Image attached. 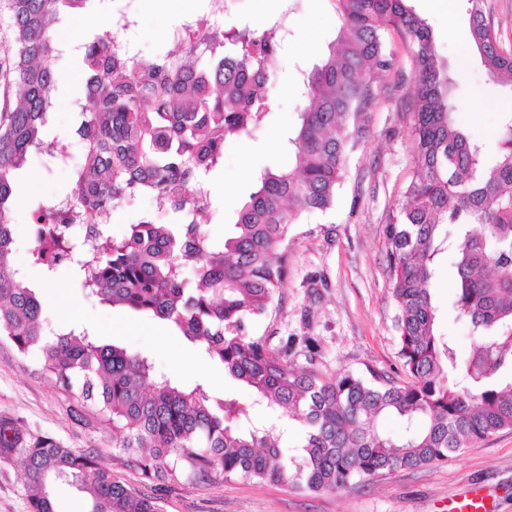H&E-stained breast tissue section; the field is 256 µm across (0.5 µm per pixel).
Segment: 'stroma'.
Returning <instances> with one entry per match:
<instances>
[{"instance_id": "obj_1", "label": "stroma", "mask_w": 512, "mask_h": 512, "mask_svg": "<svg viewBox=\"0 0 512 512\" xmlns=\"http://www.w3.org/2000/svg\"><path fill=\"white\" fill-rule=\"evenodd\" d=\"M167 13L156 11L151 0H132L130 8L142 24L133 36L140 58L157 51L181 57L179 44L166 32L169 17H201L212 13L211 0H166ZM431 25L441 62L457 81L454 101L461 127L483 142L487 156L497 149L501 112L512 113V91L492 86L471 51L469 14L465 0H457L454 15L432 10L427 0H409ZM336 0H224L226 24L246 23L261 31L271 27L283 8H290L288 31L282 38L281 68L270 91V112L243 154V143L224 144V160L210 177L216 214L210 236L222 241L232 230L237 210L254 191L253 172L282 163L285 134L297 121L302 101L299 72L317 63L337 26ZM386 40L395 66L378 84L383 103L373 112L370 131L352 154L333 210L312 215L293 225L288 237V276L267 313L249 322L250 335L278 348L289 336H312L319 347L313 361L322 374L385 373L398 384L407 376L398 356L393 296L385 229L403 201L411 179V123L404 106L413 89L412 66L396 32ZM58 68L72 88H57L55 106L44 130L45 141L70 142L82 117L76 105L83 98L82 70L74 56ZM73 166L45 171L31 156L17 172L22 190L12 217L15 251L26 261L33 243L32 213L57 199L71 185ZM27 282L36 288L53 326H78L91 318L101 342L149 355L157 371L192 386L200 384L215 395L247 391L225 376L196 346L174 328L123 308L99 306L86 300L68 271L44 282L38 269L27 268ZM456 273L451 257H443L434 281L438 330L449 337L458 355L469 354L472 336L467 325L448 315ZM0 418L13 419L35 434H49L70 448L96 454L100 466L124 479L135 490L159 498L161 512H448L459 496L474 490L484 498L487 512H512V428L497 431L447 461L411 470H398L358 482L340 493L314 494L260 483L246 478L225 480L214 473L194 482L150 481L125 465L114 446L112 428L91 404L76 400L55 385L36 355L23 356L0 338ZM28 481L15 461H0V512H28Z\"/></svg>"}]
</instances>
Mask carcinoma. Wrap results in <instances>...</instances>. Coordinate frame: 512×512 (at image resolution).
<instances>
[{"instance_id": "cac0c4a2", "label": "carcinoma", "mask_w": 512, "mask_h": 512, "mask_svg": "<svg viewBox=\"0 0 512 512\" xmlns=\"http://www.w3.org/2000/svg\"><path fill=\"white\" fill-rule=\"evenodd\" d=\"M11 43L0 50V84L17 88L0 112V337L35 353L63 388L93 402L147 479H256L310 492L350 489L356 480L447 460L512 428V113L498 129V151L483 147L456 118L455 80L439 61L426 19L406 0H337L338 28L319 63L302 71L303 106L288 132V165L254 175L255 191L237 211L233 233L217 243L203 225L213 214L207 177L224 143L262 129L281 44L248 26L217 29L206 18L175 40L184 56L143 61L113 28L81 44L85 98L78 130L81 162L71 193L38 207L29 251L47 276L72 269L84 296L157 318L224 367L249 400L187 387L155 370L144 354L100 343L85 328L50 327L40 296L22 282L12 212L15 171L45 152L41 133L54 107L60 14L88 0H8ZM472 46L490 81L512 89L505 48L480 0H468ZM411 57L413 174L396 222L387 226L399 358L411 382L380 374L326 377L291 365L293 343L272 349L247 334L288 274V235L301 217L324 213L380 104L375 75L394 66L385 33ZM47 153V152H45ZM56 143L46 165L67 162ZM140 196L168 222L147 215L115 237L108 215ZM452 253L456 288L448 307L472 331L458 358L436 331L431 296L438 260ZM261 408L301 426L294 454L251 417ZM398 416L404 434L378 429ZM0 458L20 460L31 489L29 512H55L52 487L86 495L90 512H159L102 468L89 452L0 421Z\"/></svg>"}]
</instances>
